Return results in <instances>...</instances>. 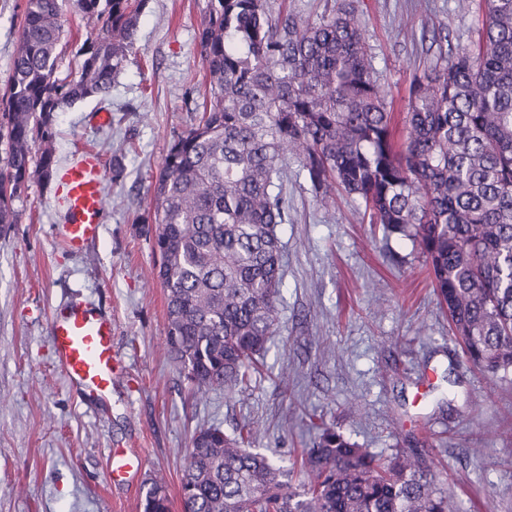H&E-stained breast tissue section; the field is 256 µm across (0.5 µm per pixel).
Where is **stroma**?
<instances>
[{"label": "stroma", "instance_id": "1", "mask_svg": "<svg viewBox=\"0 0 512 512\" xmlns=\"http://www.w3.org/2000/svg\"><path fill=\"white\" fill-rule=\"evenodd\" d=\"M206 0H149L136 46L108 102L56 113L52 146L64 168L97 153L106 220L82 251L60 236L59 176L33 180L0 234V512H142L162 479L171 512L196 428L253 421L252 448L299 460L309 413L389 456L423 429L427 459L461 512H512V383L469 363L430 285L417 244L362 222L355 203L313 198L296 163L282 243L281 323L267 371L243 399L190 397L166 353V292L144 232L153 184L176 135L198 119L205 85L198 34ZM23 0H0V83L19 41ZM386 90L403 97L422 64V30L467 43L476 12L458 0H359ZM110 114L107 125L99 112ZM83 303L112 321L120 360L107 399L77 393L57 363L54 307ZM135 461L122 480L119 459Z\"/></svg>", "mask_w": 512, "mask_h": 512}]
</instances>
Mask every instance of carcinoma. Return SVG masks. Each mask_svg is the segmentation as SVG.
<instances>
[{
    "label": "carcinoma",
    "instance_id": "obj_1",
    "mask_svg": "<svg viewBox=\"0 0 512 512\" xmlns=\"http://www.w3.org/2000/svg\"><path fill=\"white\" fill-rule=\"evenodd\" d=\"M147 2L75 0L97 35L63 76L66 0H25L0 94V229L16 223L31 179L56 166L51 148L35 159L32 144L52 139L63 108L109 96ZM357 3L304 18L272 0H207L198 39L209 101L164 158L146 229L167 351L196 395L246 392L279 329L290 158L315 199L342 194L385 237L419 243L468 360L512 374V0H482L477 38L412 77L402 145ZM311 418L300 481L277 451L250 450V424L197 429L183 512H459L426 465L427 439L382 458ZM143 512H170L161 482L147 484Z\"/></svg>",
    "mask_w": 512,
    "mask_h": 512
}]
</instances>
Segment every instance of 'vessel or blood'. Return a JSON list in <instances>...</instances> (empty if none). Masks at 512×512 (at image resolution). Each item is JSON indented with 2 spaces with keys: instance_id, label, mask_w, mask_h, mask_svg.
I'll use <instances>...</instances> for the list:
<instances>
[{
  "instance_id": "vessel-or-blood-1",
  "label": "vessel or blood",
  "mask_w": 512,
  "mask_h": 512,
  "mask_svg": "<svg viewBox=\"0 0 512 512\" xmlns=\"http://www.w3.org/2000/svg\"><path fill=\"white\" fill-rule=\"evenodd\" d=\"M65 209L62 241L78 251L96 239L106 211L104 177L93 153L72 163L61 177ZM55 357L70 384L83 394L101 397L112 386V322L81 303L66 304L50 315Z\"/></svg>"
}]
</instances>
